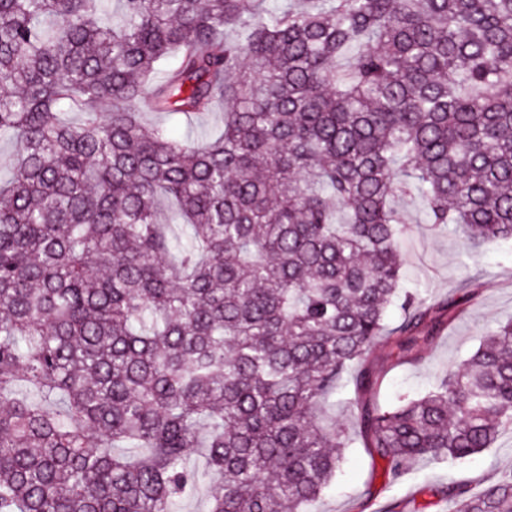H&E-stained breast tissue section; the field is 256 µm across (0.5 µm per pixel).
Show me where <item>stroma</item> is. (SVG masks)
Masks as SVG:
<instances>
[{
	"label": "stroma",
	"instance_id": "35a3bbf8",
	"mask_svg": "<svg viewBox=\"0 0 512 512\" xmlns=\"http://www.w3.org/2000/svg\"><path fill=\"white\" fill-rule=\"evenodd\" d=\"M405 210L410 224L403 247V289L429 292L437 301L462 302L464 311L433 338L420 361L391 368L386 363L390 344L384 342L376 348L374 364L382 373L378 400L383 404L398 394L424 395L448 365L460 362L475 349L484 330L512 320V242L466 251L457 234L425 224L417 204H406ZM383 466L361 442H353L332 490L311 512H356L368 491L373 498L367 512H384L391 503L406 499L415 500L420 512H450L451 502L437 500L436 489L451 482L477 486L501 470L512 469V436H500L494 447L463 463L446 459L418 463L391 484L385 481Z\"/></svg>",
	"mask_w": 512,
	"mask_h": 512
}]
</instances>
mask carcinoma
<instances>
[{
  "mask_svg": "<svg viewBox=\"0 0 512 512\" xmlns=\"http://www.w3.org/2000/svg\"><path fill=\"white\" fill-rule=\"evenodd\" d=\"M5 140L0 512H308L355 437L393 483L512 431L511 321L391 406L371 364L460 311L401 293L397 200L512 239V0H0Z\"/></svg>",
  "mask_w": 512,
  "mask_h": 512,
  "instance_id": "cac0c4a2",
  "label": "carcinoma"
}]
</instances>
